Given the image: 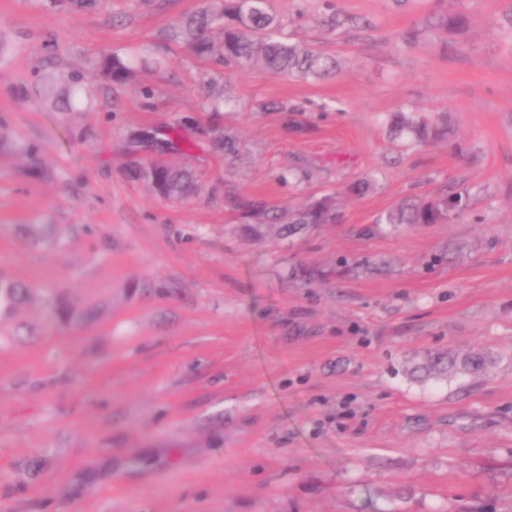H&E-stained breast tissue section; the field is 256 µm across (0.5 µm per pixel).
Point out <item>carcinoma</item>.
Returning <instances> with one entry per match:
<instances>
[{"label":"carcinoma","instance_id":"cac0c4a2","mask_svg":"<svg viewBox=\"0 0 512 512\" xmlns=\"http://www.w3.org/2000/svg\"><path fill=\"white\" fill-rule=\"evenodd\" d=\"M173 37L182 39L199 58L222 63L226 67L258 68L273 74L296 76L301 79L321 78L335 68V62L311 47L291 44L280 36V21L269 12L267 0H226L219 9H205L173 29ZM133 73L129 62L118 55L104 59L95 67L93 76L125 84ZM67 92L59 98L63 108L70 109L88 97L84 80H68ZM398 124L413 134L415 141L425 143L448 135V113L437 114L432 120H420L411 114L399 116ZM217 147L224 159L234 161L239 156L235 137L215 132ZM149 182L162 197L189 198L196 191V176L177 166L164 163L151 165ZM224 195L242 215L259 224L288 223V206H270L260 197L242 196L232 184L225 185ZM462 204L459 193L443 192L440 196L405 201L385 216L387 224H439L447 221ZM335 203L325 198L299 208L298 223L327 224L336 221ZM28 288L11 281L0 280V312L11 310L23 300ZM490 357L483 351L472 350L462 355L429 356L413 368L423 377L451 374L480 375Z\"/></svg>","mask_w":512,"mask_h":512}]
</instances>
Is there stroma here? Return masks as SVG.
<instances>
[{"label":"stroma","instance_id":"1","mask_svg":"<svg viewBox=\"0 0 512 512\" xmlns=\"http://www.w3.org/2000/svg\"><path fill=\"white\" fill-rule=\"evenodd\" d=\"M268 3L335 75L167 39L208 0H0V279L31 289L0 314V512H512V0ZM115 52L163 65L52 107L45 74ZM402 111L447 138L410 145ZM160 155L195 198L125 174ZM228 181L339 220L254 235ZM445 186L458 217L382 223ZM477 347L486 374L410 373Z\"/></svg>","mask_w":512,"mask_h":512}]
</instances>
